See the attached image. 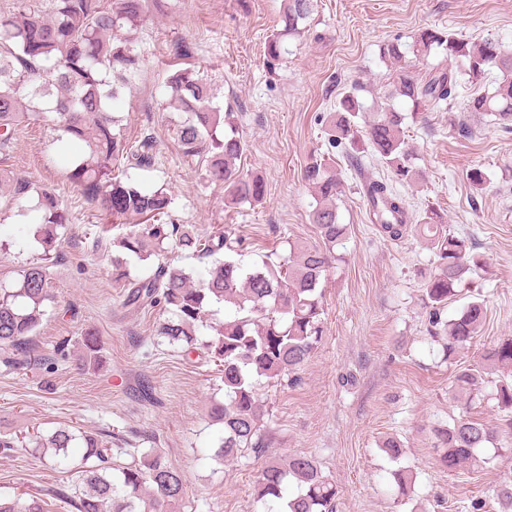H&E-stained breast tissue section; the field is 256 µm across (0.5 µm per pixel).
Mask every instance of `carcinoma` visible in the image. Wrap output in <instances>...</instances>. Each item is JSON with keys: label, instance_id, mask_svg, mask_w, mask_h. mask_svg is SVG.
Returning <instances> with one entry per match:
<instances>
[{"label": "carcinoma", "instance_id": "carcinoma-1", "mask_svg": "<svg viewBox=\"0 0 512 512\" xmlns=\"http://www.w3.org/2000/svg\"><path fill=\"white\" fill-rule=\"evenodd\" d=\"M157 0H46L25 3L14 17L0 16V154L9 156L21 124L50 115L58 138L84 144L68 178L88 200L117 216H147L156 220L130 229L112 239V245L146 261L164 251L169 243L200 259L231 248L230 232L202 239L180 224H168L172 198L161 189L148 191L140 183L115 175L118 163L127 160L137 169L154 165L157 141L151 135L130 142L115 131L120 122L116 108L141 64L140 31L148 5ZM315 0H284L280 27L267 37L265 54L270 62L286 54L285 41L306 31L304 23L314 11ZM441 50L461 69H438L424 79L404 66L396 70L392 90L380 111L373 113L361 130L354 118L362 111L357 87L339 100L330 115L328 144L354 149L367 140L391 179H371L364 184L378 233L390 240L410 231L422 233L436 256L434 272L424 283L429 332L446 337L444 352L450 356L472 343L486 319L483 303L471 301L455 317L444 316L448 302L460 293L474 267L481 262L475 244L465 235L448 230L443 216L425 209L413 220L405 200L392 185L413 183L418 171L403 131L406 115L395 107L402 98L412 105L411 116L425 119V111L450 99L464 81L480 80L491 69L501 72L493 91L485 90L465 102L469 112H486L499 124L512 127V53L492 39L471 41L436 29H424L414 38L412 52L427 57ZM169 105L186 115L177 130V148L198 159L209 181L224 188V204L238 206L263 200L265 184L257 176L240 172L236 161L247 150L238 132L235 112L213 103L211 80L204 73L179 68L169 75ZM312 189L311 212L319 243H289V254L249 269L232 260H214L207 275L196 282L193 275L174 265H160L154 274L133 278L120 260L112 261V281L124 289L123 304L138 308L159 307L170 313L159 335L170 345L192 353L201 351L219 363L224 401L210 408L212 421L222 429L214 457L232 460L244 448L265 451L261 433L264 412L257 399L260 379L294 382L298 371L322 341L324 308L321 280L337 260L336 246L349 235L350 225L340 222L336 200L343 183L326 162L313 161L303 172ZM0 185L17 202L37 199L42 212L33 232L42 252L36 261L11 282L0 281V350L10 354L14 366L29 367L33 336L44 315V306L55 302L51 268L61 245L59 229L65 217L55 196L6 168L0 167ZM230 303L234 316L213 327L207 341L196 328L215 303ZM79 368H95L101 362V339L89 330L81 341ZM489 367L500 372L494 381L497 407L512 412V336L500 340L484 355ZM486 371L461 367L452 388L470 403L482 394ZM512 432V419L490 424L462 416L435 430L439 461L453 472L477 462V450L496 445ZM35 450L50 454L55 469L71 472L76 481L71 492L53 491L76 512H175L185 494V475L150 448L129 463L116 464L106 441L93 433L75 435L59 426L46 437H37ZM297 492L289 493L290 483ZM338 491L322 474L314 458L293 455L288 461H267L255 485V500L263 512H334ZM500 512H512V478L496 490ZM0 512H45L38 496L26 500L0 496Z\"/></svg>", "mask_w": 512, "mask_h": 512}]
</instances>
